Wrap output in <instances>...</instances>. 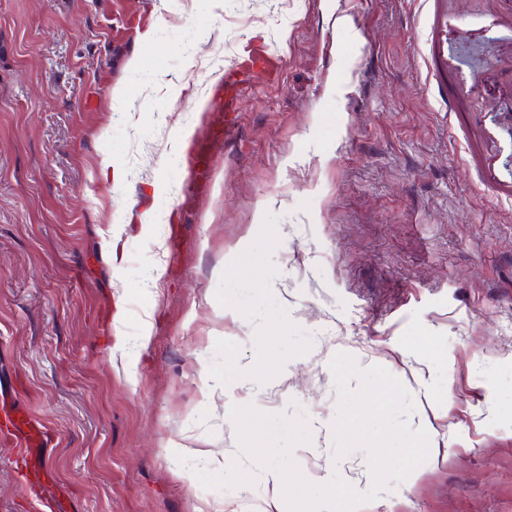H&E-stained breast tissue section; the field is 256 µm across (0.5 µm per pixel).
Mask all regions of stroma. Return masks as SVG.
Wrapping results in <instances>:
<instances>
[{
    "label": "stroma",
    "mask_w": 512,
    "mask_h": 512,
    "mask_svg": "<svg viewBox=\"0 0 512 512\" xmlns=\"http://www.w3.org/2000/svg\"><path fill=\"white\" fill-rule=\"evenodd\" d=\"M0 0V383L44 428L67 512H267L208 490L235 406H302L292 456H337V354L409 392L428 457L357 512H512V69L506 0ZM262 50L234 109L215 88ZM113 163L103 171V159ZM294 378L284 379L280 362ZM0 435V512H34ZM435 1V2H434ZM437 1L430 0L433 3V25H432V42L434 46L433 70L440 76L444 73L458 74L459 70L454 61L448 58V37L454 32V19L439 6Z\"/></svg>",
    "instance_id": "1"
}]
</instances>
